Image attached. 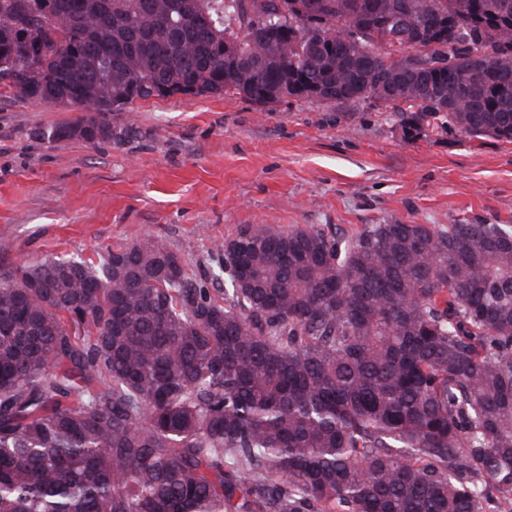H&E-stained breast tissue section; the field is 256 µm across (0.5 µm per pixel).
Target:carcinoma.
Listing matches in <instances>:
<instances>
[{"mask_svg":"<svg viewBox=\"0 0 512 512\" xmlns=\"http://www.w3.org/2000/svg\"><path fill=\"white\" fill-rule=\"evenodd\" d=\"M440 27L422 51L398 18ZM490 55L484 67L477 52ZM428 62L418 87L410 54ZM512 142V0H0V89L263 93ZM216 297L159 236L0 268V512H483L512 497V224L249 225Z\"/></svg>","mask_w":512,"mask_h":512,"instance_id":"carcinoma-1","label":"carcinoma"}]
</instances>
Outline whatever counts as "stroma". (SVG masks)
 I'll return each mask as SVG.
<instances>
[{
  "mask_svg": "<svg viewBox=\"0 0 512 512\" xmlns=\"http://www.w3.org/2000/svg\"><path fill=\"white\" fill-rule=\"evenodd\" d=\"M78 117L0 94V264L90 260L150 233L220 289L210 253L248 225L512 224V143L412 137L381 106L153 97L114 112L108 143L33 135Z\"/></svg>",
  "mask_w": 512,
  "mask_h": 512,
  "instance_id": "35a3bbf8",
  "label": "stroma"
}]
</instances>
